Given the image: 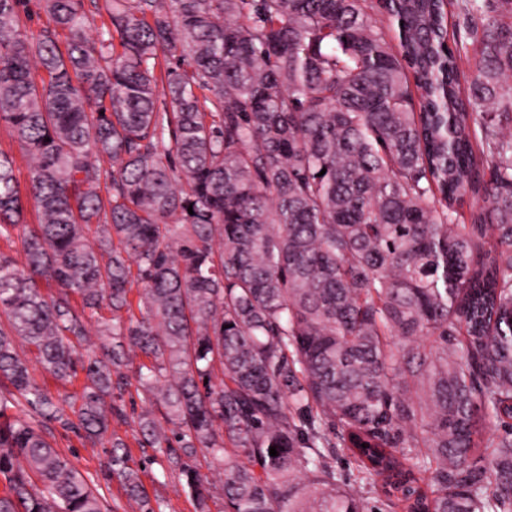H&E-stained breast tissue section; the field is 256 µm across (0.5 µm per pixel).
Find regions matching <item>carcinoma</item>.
<instances>
[{
	"label": "carcinoma",
	"instance_id": "1",
	"mask_svg": "<svg viewBox=\"0 0 512 512\" xmlns=\"http://www.w3.org/2000/svg\"><path fill=\"white\" fill-rule=\"evenodd\" d=\"M37 9L34 32L0 0V122L30 159L23 190L0 151L24 256L0 252V512H107L52 424L109 438L104 479L164 512L110 432L135 350L170 425L143 413L138 441L197 512L203 450L224 512H512V0ZM104 302L112 348L85 362ZM18 338L52 378L85 372L77 400ZM28 358L30 360V373L35 381L40 385H45L52 393L56 394L58 391L68 392L73 395L75 392L80 391V386L83 381V373L79 371L78 379L73 381L72 384L67 383L63 385L61 382L53 379L48 374H45L40 365L36 362L34 354L28 352ZM198 464L202 475L206 476L211 487L210 512H224L222 470L219 462L206 453H198Z\"/></svg>",
	"mask_w": 512,
	"mask_h": 512
}]
</instances>
